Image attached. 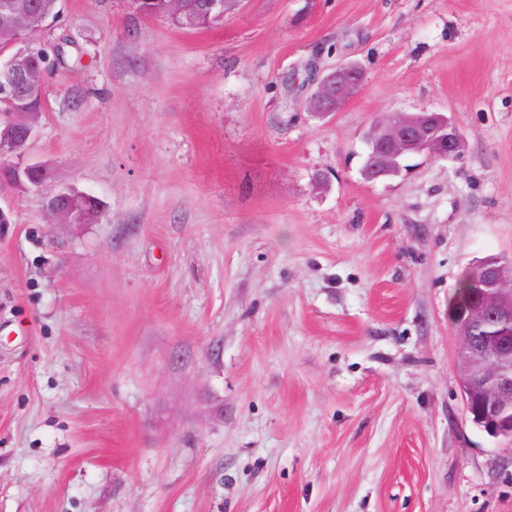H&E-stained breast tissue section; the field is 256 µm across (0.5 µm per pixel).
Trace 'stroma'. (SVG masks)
<instances>
[{"mask_svg": "<svg viewBox=\"0 0 512 512\" xmlns=\"http://www.w3.org/2000/svg\"><path fill=\"white\" fill-rule=\"evenodd\" d=\"M0 180V512H512L449 303L512 260V0H243L181 29L65 0ZM355 62L335 116L308 101ZM459 156L365 181L374 120ZM62 186L98 197L50 220ZM35 130L30 126L14 127L3 135L0 133V164L1 167L7 166L14 158H21L28 146L30 140L34 137ZM17 147L22 149L17 154L12 155Z\"/></svg>", "mask_w": 512, "mask_h": 512, "instance_id": "obj_1", "label": "stroma"}]
</instances>
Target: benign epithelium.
<instances>
[{"label":"benign epithelium","instance_id":"7a95c632","mask_svg":"<svg viewBox=\"0 0 512 512\" xmlns=\"http://www.w3.org/2000/svg\"><path fill=\"white\" fill-rule=\"evenodd\" d=\"M22 25L9 18L0 19V101L21 102L43 93L44 69L20 35ZM364 82V71L356 64L336 67L324 76L315 91L310 108L319 118L337 112ZM374 149L384 166L380 175L401 174V164L408 157L427 161L447 159L459 154L464 142L456 124L446 115H413L377 121ZM35 130L18 126L0 134V165L21 158ZM61 205L50 210L51 215H62L70 224H83L87 213L77 204V196L61 188L55 192ZM511 266L501 261L486 269L488 294L475 315L484 317L491 312L500 326L498 334L478 344L465 330L458 331V360L462 376L483 379L482 395L491 400L495 417L489 430L497 438L512 441V421L505 410L512 405V274Z\"/></svg>","mask_w":512,"mask_h":512}]
</instances>
